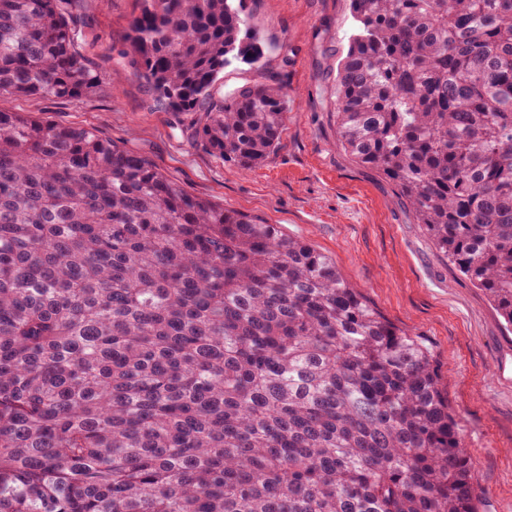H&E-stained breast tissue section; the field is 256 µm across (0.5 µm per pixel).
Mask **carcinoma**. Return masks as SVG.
Instances as JSON below:
<instances>
[{
	"label": "carcinoma",
	"mask_w": 512,
	"mask_h": 512,
	"mask_svg": "<svg viewBox=\"0 0 512 512\" xmlns=\"http://www.w3.org/2000/svg\"><path fill=\"white\" fill-rule=\"evenodd\" d=\"M70 0H0V95L79 101ZM124 55L212 156L288 87L243 0H136ZM338 135L512 328V0H350ZM429 349L336 263L90 128L0 110V512H479Z\"/></svg>",
	"instance_id": "obj_1"
}]
</instances>
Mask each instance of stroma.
Segmentation results:
<instances>
[{"instance_id": "1", "label": "stroma", "mask_w": 512, "mask_h": 512, "mask_svg": "<svg viewBox=\"0 0 512 512\" xmlns=\"http://www.w3.org/2000/svg\"><path fill=\"white\" fill-rule=\"evenodd\" d=\"M135 6L82 0L76 51L100 72L98 93L78 102L6 95L0 109L94 129L191 194L331 257L365 300L432 350L473 462L479 510L512 512V331L449 263L395 183L340 142L334 77L353 25L349 0H247L264 55L225 68L223 82L280 76L290 91L278 146L257 166L213 157L154 107L123 55Z\"/></svg>"}]
</instances>
